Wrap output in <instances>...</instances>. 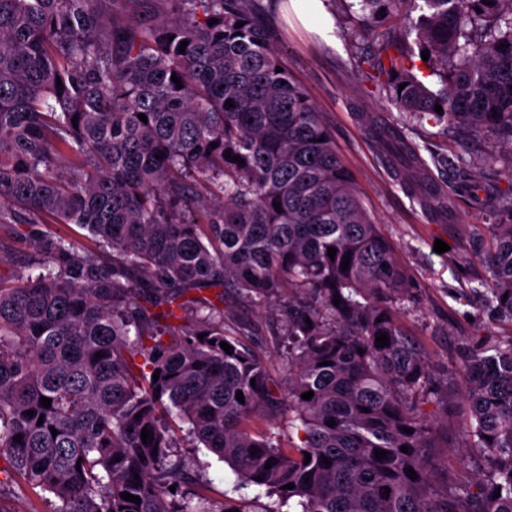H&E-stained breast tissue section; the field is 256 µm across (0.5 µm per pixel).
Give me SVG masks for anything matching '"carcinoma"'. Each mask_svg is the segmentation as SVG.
Wrapping results in <instances>:
<instances>
[{
  "label": "carcinoma",
  "instance_id": "obj_1",
  "mask_svg": "<svg viewBox=\"0 0 512 512\" xmlns=\"http://www.w3.org/2000/svg\"><path fill=\"white\" fill-rule=\"evenodd\" d=\"M104 2L122 12L133 0H0V226L44 225L29 236L44 272L0 276V461L52 494L53 512H230L183 494L175 416L239 484L295 512H512V336L455 372L463 439L488 473L452 483L440 421L421 412L445 393L398 318L411 281L316 104L276 71L257 0H163L169 14L124 22ZM357 2L408 21L365 61L375 94L416 121L505 138L512 155V0ZM411 36L435 91L402 49ZM376 145L435 214L475 184L459 156L462 179L426 177L419 146L394 129ZM70 224L91 245L52 229ZM489 235L490 279L472 292L512 322V224ZM200 289L221 290L218 301H179ZM286 290L282 391L223 304L235 293L260 307ZM283 410L297 431L286 445Z\"/></svg>",
  "mask_w": 512,
  "mask_h": 512
}]
</instances>
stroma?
I'll return each mask as SVG.
<instances>
[{
    "mask_svg": "<svg viewBox=\"0 0 512 512\" xmlns=\"http://www.w3.org/2000/svg\"><path fill=\"white\" fill-rule=\"evenodd\" d=\"M350 2L330 0L336 22V42L331 45L300 24L287 23L270 0H259L272 44L327 121L367 211L407 269L412 288L401 304V320L429 355L433 377L443 381L477 343L512 336V324L498 320L470 291L489 276L477 239L478 228L512 223V212L498 205L501 197L512 196V154L495 138L476 136L453 125L406 122L393 103L373 96L357 61L376 52L377 34L394 28L395 22L370 18V36H359V25L348 9ZM376 124L401 128L419 145L424 159L430 160L437 152L478 161L482 169L478 201L452 198L447 217L436 220L407 192L402 173L389 167L377 153L371 138ZM438 239L448 244V251L435 252ZM0 271L37 273L28 243L19 240L9 227H0ZM287 302L283 296L269 307L255 308L232 295L224 299L226 322L248 331L281 387L287 384L288 372L286 349L277 328ZM447 412L448 446L440 454L448 460L451 481H468L474 473L484 471L485 462L479 449L469 448L462 454L457 451L463 442L458 430L464 412L460 389L449 391ZM181 453L192 464L197 482L212 503L219 505L231 498L239 502L243 512H275V498L253 487L237 488L232 470L207 449L186 445ZM0 500L9 512H52L54 508L50 494L6 478L0 480Z\"/></svg>",
    "mask_w": 512,
    "mask_h": 512,
    "instance_id": "obj_1",
    "label": "stroma"
}]
</instances>
